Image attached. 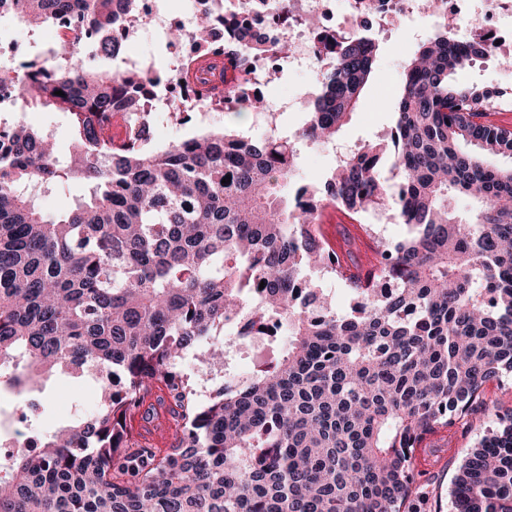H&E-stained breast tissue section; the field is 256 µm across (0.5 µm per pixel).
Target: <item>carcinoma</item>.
I'll use <instances>...</instances> for the list:
<instances>
[{
	"mask_svg": "<svg viewBox=\"0 0 512 512\" xmlns=\"http://www.w3.org/2000/svg\"><path fill=\"white\" fill-rule=\"evenodd\" d=\"M35 25L75 18L23 70L0 73L14 103L67 115L51 136L0 122V386L42 389L56 370L120 375L97 412L39 434V452L0 456V512H419L417 448L464 420L485 384L512 371V129L487 121L503 93L453 76L485 57L440 27L405 67L389 140L337 161L318 186L279 193L296 142L332 143L356 109L378 43L336 33L304 123L260 141L224 127L164 148L146 125L109 136L142 105L157 64L111 71L87 55H123L117 31L142 0H0ZM228 0L200 16L202 45L183 64L199 104H265L251 42ZM224 44L211 41L215 19ZM64 95H56L57 91ZM230 181L223 182V178ZM82 180L88 194L48 216L40 192ZM454 194L471 209L450 208ZM389 208L410 236L374 235L377 263L352 273L325 240L322 207ZM318 268L354 294L339 313L307 277ZM288 338L247 377L232 371L224 324ZM199 350L224 381L205 402L184 367ZM167 390L182 436L171 450L129 443L127 412L149 385ZM456 512H512V414L467 450Z\"/></svg>",
	"mask_w": 512,
	"mask_h": 512,
	"instance_id": "obj_1",
	"label": "carcinoma"
}]
</instances>
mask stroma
Here are the masks:
<instances>
[{"label":"stroma","instance_id":"1","mask_svg":"<svg viewBox=\"0 0 512 512\" xmlns=\"http://www.w3.org/2000/svg\"><path fill=\"white\" fill-rule=\"evenodd\" d=\"M373 35L379 47L374 73L367 84L359 105L350 121L342 128L335 142L308 144L298 160L297 182L301 185L323 181L336 164L339 152L358 147L367 141H379L388 135L395 121V105L399 86L409 56L427 34L420 24L405 17H397L374 29ZM499 54H491L478 60L473 66L459 72V83L496 87L506 91L507 97L501 111L491 113L490 122L512 129V69H503ZM316 83V72L300 64H283L279 81L265 85L264 96L272 106V114H243L241 108L211 112L205 120L166 115L152 128L156 146L164 147L193 135L200 126L222 125L246 133L254 138L270 134L273 126L296 128L302 125L305 114L296 105L284 104L285 94L305 91ZM0 120L12 123L23 121L34 128L51 133L59 154H67L72 134L67 116L50 108H35L23 112H5ZM372 227L384 240L396 243L409 235L406 225L398 223L392 211L378 210L352 221L338 210L328 208L323 214L322 232L328 242L338 250H351L359 265H367L369 254L363 246L365 227ZM103 383L100 376L83 374L74 376L65 372L53 375L43 391L29 394L8 388H0V411L9 413L24 408L26 400L39 403V420L44 428L55 429L69 422L68 410L77 407L81 415L89 416L99 405L98 391ZM161 386L151 387L144 395L145 404L154 408L153 423L143 439L144 445L156 451L173 448L181 435V423L173 416L163 397ZM512 412V373L489 382L483 389L480 402L462 422L450 429L437 431L425 439L426 455L417 469L430 493L431 512H453L450 490L463 461L466 450L494 431L498 418Z\"/></svg>","mask_w":512,"mask_h":512}]
</instances>
